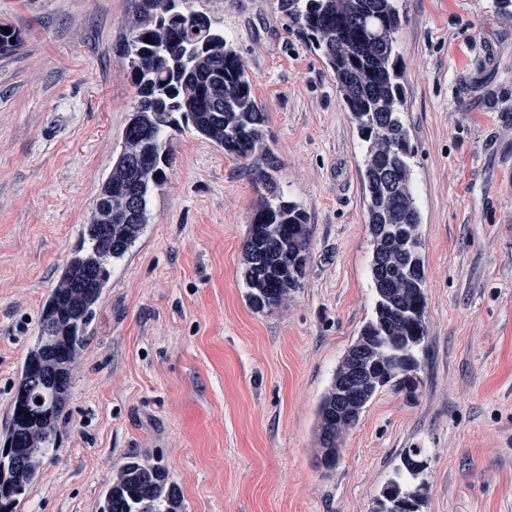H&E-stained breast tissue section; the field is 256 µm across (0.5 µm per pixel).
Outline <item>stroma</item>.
I'll use <instances>...</instances> for the list:
<instances>
[{
    "mask_svg": "<svg viewBox=\"0 0 512 512\" xmlns=\"http://www.w3.org/2000/svg\"><path fill=\"white\" fill-rule=\"evenodd\" d=\"M137 0H0V437L44 304L132 110ZM239 47L269 118L277 187L307 210L306 277L252 309L251 175L191 131L143 236L113 265L46 463L18 512H99L125 458L161 463L183 512H374L423 448L422 512H512V19L492 0H402L397 49L424 222L428 338L414 393L379 390L322 466L316 408L371 317L362 150L276 0H193Z\"/></svg>",
    "mask_w": 512,
    "mask_h": 512,
    "instance_id": "35a3bbf8",
    "label": "stroma"
}]
</instances>
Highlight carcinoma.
I'll use <instances>...</instances> for the list:
<instances>
[{"instance_id":"1","label":"carcinoma","mask_w":512,"mask_h":512,"mask_svg":"<svg viewBox=\"0 0 512 512\" xmlns=\"http://www.w3.org/2000/svg\"><path fill=\"white\" fill-rule=\"evenodd\" d=\"M278 8L320 52L363 151L375 305L317 406L320 462L332 468L336 440L359 421L379 389L410 384L409 372L428 335L423 214L413 186L410 131L401 117L405 94L395 34L403 14L398 0H278ZM198 15L190 0H139L136 14L125 22L123 57L136 88L135 103L86 225L85 247L65 264L43 309L40 336L25 356L4 443L28 453L15 466L11 453L0 452V512H17L27 487L46 461L57 457L58 422L73 364L112 264L126 257L149 224L151 198L173 160L168 130L192 128L239 162L262 188L243 243L241 275L250 306L281 307L306 276L309 217L300 203L276 192L268 117L255 102L250 70L224 31L210 21L197 26ZM21 43V30L1 22L0 56ZM357 364L364 382L351 405L342 408L339 401ZM422 454L421 448L405 450L402 466L380 491L376 512H419L424 469L414 462ZM181 507L165 468L131 456L119 467L100 512H181Z\"/></svg>"}]
</instances>
